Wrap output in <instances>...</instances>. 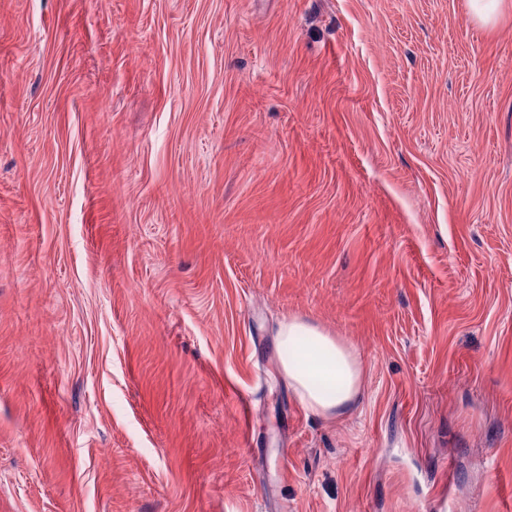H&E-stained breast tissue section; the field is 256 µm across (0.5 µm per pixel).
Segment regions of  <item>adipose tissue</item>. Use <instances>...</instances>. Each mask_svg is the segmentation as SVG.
<instances>
[{
    "instance_id": "obj_1",
    "label": "adipose tissue",
    "mask_w": 512,
    "mask_h": 512,
    "mask_svg": "<svg viewBox=\"0 0 512 512\" xmlns=\"http://www.w3.org/2000/svg\"><path fill=\"white\" fill-rule=\"evenodd\" d=\"M276 355L282 376L306 410L337 420L358 405L362 362L350 345L320 326L297 317L283 320Z\"/></svg>"
}]
</instances>
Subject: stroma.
Masks as SVG:
<instances>
[{
	"label": "stroma",
	"instance_id": "obj_1",
	"mask_svg": "<svg viewBox=\"0 0 512 512\" xmlns=\"http://www.w3.org/2000/svg\"><path fill=\"white\" fill-rule=\"evenodd\" d=\"M0 512H512V10L0 0ZM506 0H468V11L471 19L490 27L502 14ZM275 336L280 373L306 410L338 420L358 405L363 367L350 345L297 317L284 319Z\"/></svg>",
	"mask_w": 512,
	"mask_h": 512
}]
</instances>
